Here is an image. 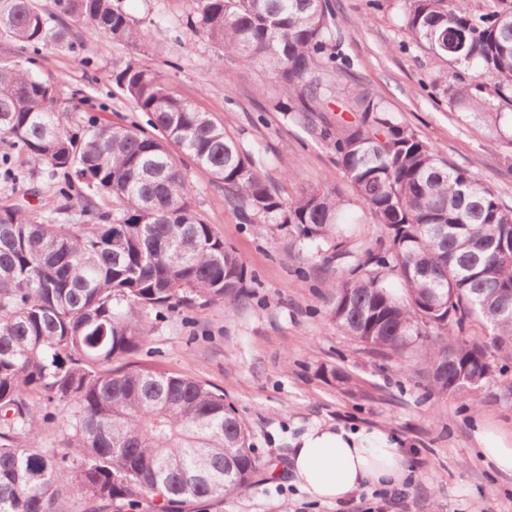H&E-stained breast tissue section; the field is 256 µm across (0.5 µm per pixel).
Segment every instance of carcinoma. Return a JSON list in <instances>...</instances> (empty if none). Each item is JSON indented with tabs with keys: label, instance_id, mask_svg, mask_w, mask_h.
<instances>
[{
	"label": "carcinoma",
	"instance_id": "cac0c4a2",
	"mask_svg": "<svg viewBox=\"0 0 512 512\" xmlns=\"http://www.w3.org/2000/svg\"><path fill=\"white\" fill-rule=\"evenodd\" d=\"M405 30L436 60L474 69L456 76L449 101L485 122L501 113L475 94L494 79L512 98V8L482 14L467 0H404ZM188 22L224 56L271 72L282 112H317L316 71L350 61L332 44L329 0H191ZM113 43L143 33L117 0H0V37L34 53L77 49L71 23ZM151 130L137 124H69L56 86L22 64L0 61V140L47 169L68 200L75 183L105 194L118 217L85 205V224H54L0 207V512H156L185 499L229 500L259 463L248 430L224 393L181 376L123 362L147 339L150 308L233 303L253 277L192 206L184 159L237 205L248 223L288 226L308 244L334 239L343 200L331 186L288 202L224 126L173 95L133 59L112 72ZM358 119L318 138L384 237L349 277L329 285L328 314L372 349L424 351L431 389L480 401L495 353L512 351V209L387 112L354 93ZM402 288L394 293L387 280ZM477 322L489 340L467 336ZM73 406L79 471L38 439L32 393Z\"/></svg>",
	"mask_w": 512,
	"mask_h": 512
}]
</instances>
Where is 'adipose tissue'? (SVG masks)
<instances>
[{
	"mask_svg": "<svg viewBox=\"0 0 512 512\" xmlns=\"http://www.w3.org/2000/svg\"><path fill=\"white\" fill-rule=\"evenodd\" d=\"M290 472L294 483L314 498L342 502L369 486L401 484L408 469L403 449L388 438L316 427L298 440Z\"/></svg>",
	"mask_w": 512,
	"mask_h": 512,
	"instance_id": "obj_1",
	"label": "adipose tissue"
}]
</instances>
